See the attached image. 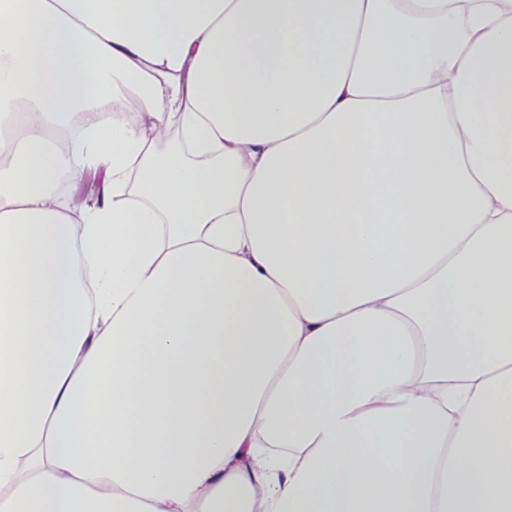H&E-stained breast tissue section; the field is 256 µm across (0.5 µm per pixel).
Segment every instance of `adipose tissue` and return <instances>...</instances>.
<instances>
[{
	"instance_id": "ef3b65f1",
	"label": "adipose tissue",
	"mask_w": 512,
	"mask_h": 512,
	"mask_svg": "<svg viewBox=\"0 0 512 512\" xmlns=\"http://www.w3.org/2000/svg\"><path fill=\"white\" fill-rule=\"evenodd\" d=\"M0 512H512V0H0Z\"/></svg>"
}]
</instances>
